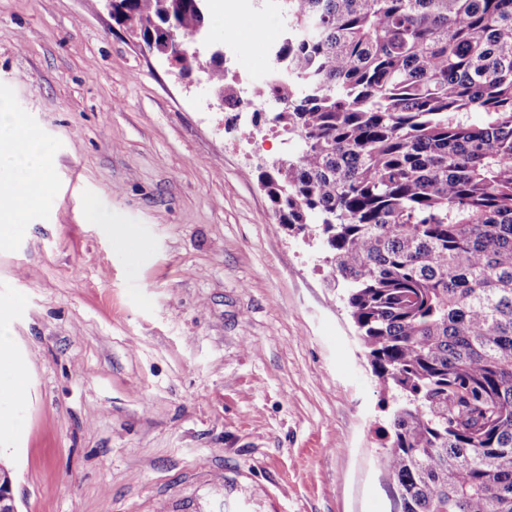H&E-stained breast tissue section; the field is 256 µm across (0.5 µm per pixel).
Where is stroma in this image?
<instances>
[{
    "mask_svg": "<svg viewBox=\"0 0 512 512\" xmlns=\"http://www.w3.org/2000/svg\"><path fill=\"white\" fill-rule=\"evenodd\" d=\"M285 25L280 0H227L183 78L100 0H0V101L48 149L0 247V325L28 370L0 390L19 512H392V398L322 244L260 186L300 146L207 107L212 48L245 97Z\"/></svg>",
    "mask_w": 512,
    "mask_h": 512,
    "instance_id": "stroma-1",
    "label": "stroma"
}]
</instances>
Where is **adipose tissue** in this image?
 Listing matches in <instances>:
<instances>
[{
    "label": "adipose tissue",
    "instance_id": "obj_1",
    "mask_svg": "<svg viewBox=\"0 0 512 512\" xmlns=\"http://www.w3.org/2000/svg\"><path fill=\"white\" fill-rule=\"evenodd\" d=\"M17 140L20 149L0 150V171L11 174L7 182H0V222L5 223L22 217L33 206L46 179L41 148L27 125H19Z\"/></svg>",
    "mask_w": 512,
    "mask_h": 512
}]
</instances>
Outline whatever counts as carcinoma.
I'll return each mask as SVG.
<instances>
[{"mask_svg": "<svg viewBox=\"0 0 512 512\" xmlns=\"http://www.w3.org/2000/svg\"><path fill=\"white\" fill-rule=\"evenodd\" d=\"M207 0H114L187 55ZM266 94L301 150L260 183L315 230L394 407L393 512H512V0H281ZM209 80L236 109L223 67Z\"/></svg>", "mask_w": 512, "mask_h": 512, "instance_id": "1", "label": "carcinoma"}]
</instances>
